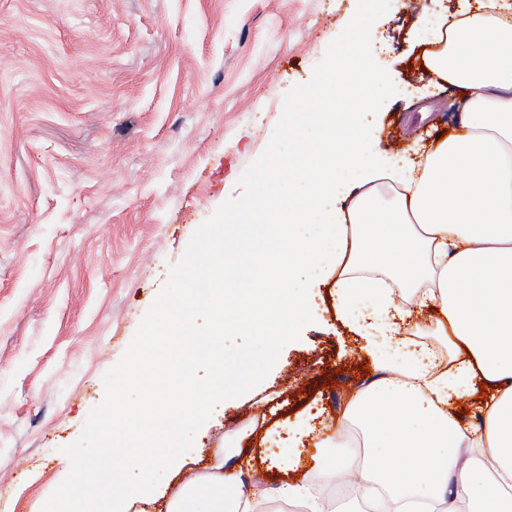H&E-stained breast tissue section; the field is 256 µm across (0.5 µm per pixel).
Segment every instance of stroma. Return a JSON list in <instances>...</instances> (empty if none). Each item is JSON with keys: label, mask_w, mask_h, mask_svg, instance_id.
Listing matches in <instances>:
<instances>
[{"label": "stroma", "mask_w": 512, "mask_h": 512, "mask_svg": "<svg viewBox=\"0 0 512 512\" xmlns=\"http://www.w3.org/2000/svg\"><path fill=\"white\" fill-rule=\"evenodd\" d=\"M466 0H0V512H41L69 472L66 446L105 395L104 374L185 254L196 228L265 150L284 97L331 41L366 16L379 65L404 96L375 114V146L418 158L457 124L458 92L421 64L432 21ZM262 382L218 401L201 436L156 428L190 454L191 482L217 453L245 484L264 474L268 512L313 464L363 378V341L316 290ZM311 417L297 470L264 442Z\"/></svg>", "instance_id": "stroma-1"}]
</instances>
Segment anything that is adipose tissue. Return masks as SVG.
Wrapping results in <instances>:
<instances>
[{
  "label": "adipose tissue",
  "mask_w": 512,
  "mask_h": 512,
  "mask_svg": "<svg viewBox=\"0 0 512 512\" xmlns=\"http://www.w3.org/2000/svg\"><path fill=\"white\" fill-rule=\"evenodd\" d=\"M433 41L425 67L460 92L459 131L415 162L376 156L373 110L391 80L377 65L373 32L348 24L317 83L329 103L348 100L354 111L290 113L287 172L261 174L251 200L224 215L233 232L254 235L273 220L270 202L289 183L288 251L274 300L261 295L263 276L253 267L232 269L234 292L185 300L188 309L223 318L225 329L249 326L262 336V351L215 361L209 340L198 337L210 369L188 384L186 405L113 415L114 447L131 450L121 471L104 478L98 453L79 456L77 483L45 512H127L129 480L139 497L152 498L160 470L177 465L146 448L155 424L196 428L224 394L225 377L240 390L256 383L297 323L315 312L311 290L327 280L337 315L365 337L378 372L347 401L332 437L347 448L357 433L363 461L328 469L327 478L345 482L376 512H405L412 501L432 512H480L493 488L498 512H512V0H473ZM341 199L348 206L338 213ZM416 306L431 309L428 321L411 323ZM171 328L166 317L148 324L115 387L172 384L161 339ZM423 333L447 343L452 368L408 344ZM481 382L488 391L477 403L480 419L462 421L456 404ZM267 493L218 463L179 486L165 510L249 512Z\"/></svg>",
  "instance_id": "ef3b65f1"
}]
</instances>
